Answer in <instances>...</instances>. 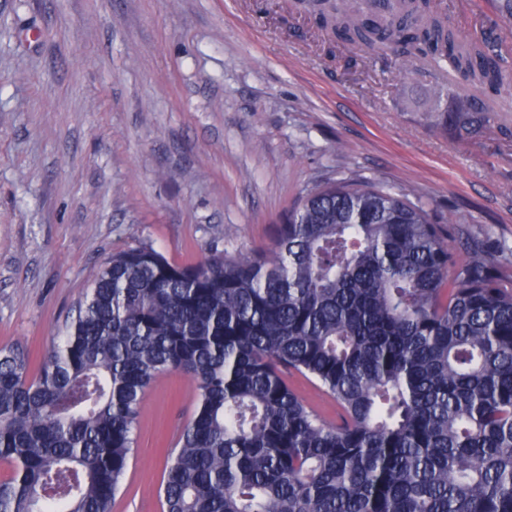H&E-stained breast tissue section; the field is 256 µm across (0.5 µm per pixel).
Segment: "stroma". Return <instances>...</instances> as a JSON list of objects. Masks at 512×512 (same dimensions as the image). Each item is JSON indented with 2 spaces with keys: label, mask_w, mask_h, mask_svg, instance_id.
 <instances>
[{
  "label": "stroma",
  "mask_w": 512,
  "mask_h": 512,
  "mask_svg": "<svg viewBox=\"0 0 512 512\" xmlns=\"http://www.w3.org/2000/svg\"><path fill=\"white\" fill-rule=\"evenodd\" d=\"M434 2L512 64L502 0ZM348 55L301 0H0V346L40 364L112 252L247 253L330 180L407 188L512 269V133L424 111L447 63ZM195 404L182 372L151 384L111 512H162Z\"/></svg>",
  "instance_id": "1"
}]
</instances>
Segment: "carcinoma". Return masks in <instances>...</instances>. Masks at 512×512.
I'll list each match as a JSON object with an SVG mask.
<instances>
[{
    "label": "carcinoma",
    "instance_id": "obj_1",
    "mask_svg": "<svg viewBox=\"0 0 512 512\" xmlns=\"http://www.w3.org/2000/svg\"><path fill=\"white\" fill-rule=\"evenodd\" d=\"M307 0L357 51L512 93L432 0ZM451 129L508 120L448 91ZM0 348V512H109L158 376L197 384L163 512H512V277L407 189L315 185L265 249L112 254L36 375ZM293 375L336 403L328 423Z\"/></svg>",
    "mask_w": 512,
    "mask_h": 512
}]
</instances>
